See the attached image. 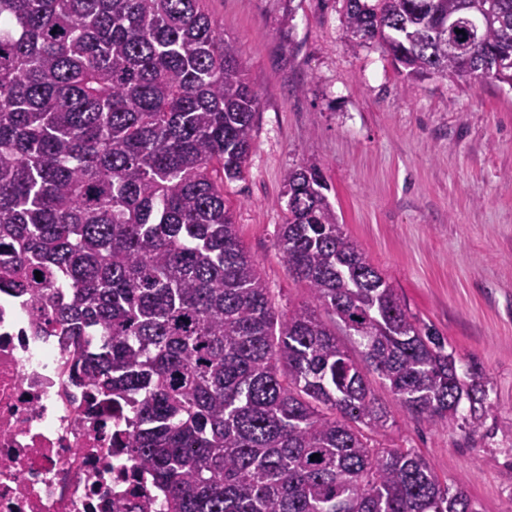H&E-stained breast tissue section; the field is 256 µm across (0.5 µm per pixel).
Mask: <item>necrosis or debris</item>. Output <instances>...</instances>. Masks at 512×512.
<instances>
[{"label":"necrosis or debris","mask_w":512,"mask_h":512,"mask_svg":"<svg viewBox=\"0 0 512 512\" xmlns=\"http://www.w3.org/2000/svg\"><path fill=\"white\" fill-rule=\"evenodd\" d=\"M77 350L0 291V512H162L121 415L73 381Z\"/></svg>","instance_id":"1"}]
</instances>
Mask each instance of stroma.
Returning <instances> with one entry per match:
<instances>
[{
  "label": "stroma",
  "instance_id": "35a3bbf8",
  "mask_svg": "<svg viewBox=\"0 0 512 512\" xmlns=\"http://www.w3.org/2000/svg\"><path fill=\"white\" fill-rule=\"evenodd\" d=\"M260 99L242 180L224 204L280 310L308 297L276 230L289 168L317 163L347 235L409 312L477 372V429L410 414L380 381L378 441L414 449L475 512L512 502V88L424 80L414 92L375 42H353L344 0H207Z\"/></svg>",
  "mask_w": 512,
  "mask_h": 512
}]
</instances>
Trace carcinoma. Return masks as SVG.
<instances>
[{
    "label": "carcinoma",
    "instance_id": "1",
    "mask_svg": "<svg viewBox=\"0 0 512 512\" xmlns=\"http://www.w3.org/2000/svg\"><path fill=\"white\" fill-rule=\"evenodd\" d=\"M345 2L406 90L512 88V0ZM259 107L204 0H0V289L87 337L75 377L123 410L164 512H474L372 438L368 375L444 426L485 386L343 232L314 162L284 175L277 234L308 299L276 309L224 207Z\"/></svg>",
    "mask_w": 512,
    "mask_h": 512
}]
</instances>
